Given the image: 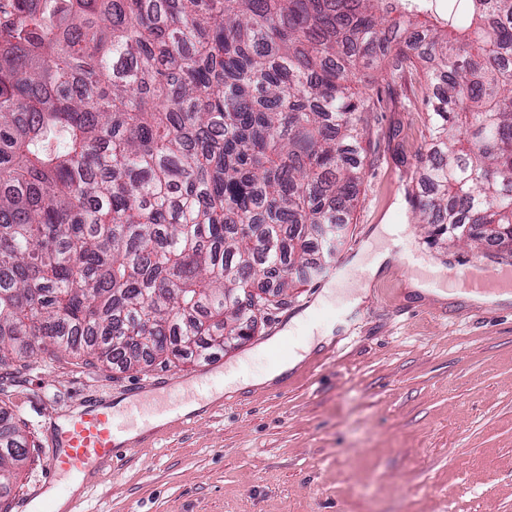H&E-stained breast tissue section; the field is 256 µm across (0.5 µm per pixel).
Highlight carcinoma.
Here are the masks:
<instances>
[{
  "instance_id": "1",
  "label": "carcinoma",
  "mask_w": 512,
  "mask_h": 512,
  "mask_svg": "<svg viewBox=\"0 0 512 512\" xmlns=\"http://www.w3.org/2000/svg\"><path fill=\"white\" fill-rule=\"evenodd\" d=\"M420 2L0 0V365L167 369L255 335L351 223L363 59L426 63L423 223L509 248L512 0ZM28 459L0 409V512Z\"/></svg>"
}]
</instances>
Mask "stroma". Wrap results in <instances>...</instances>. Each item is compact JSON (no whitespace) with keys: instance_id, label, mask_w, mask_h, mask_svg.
<instances>
[{"instance_id":"stroma-1","label":"stroma","mask_w":512,"mask_h":512,"mask_svg":"<svg viewBox=\"0 0 512 512\" xmlns=\"http://www.w3.org/2000/svg\"><path fill=\"white\" fill-rule=\"evenodd\" d=\"M353 89L374 110L357 209L329 262L348 264L349 284L359 285L350 263L372 229L408 224L413 252L444 274L511 267L491 246L435 245L409 201L428 139L422 74L392 79L363 67ZM411 273L394 261L348 315L338 300L323 301L321 277L298 284L273 321L224 352L223 368L272 365L294 342L271 352L266 344L311 307L318 322L337 321L332 340L275 382L221 395L191 422L134 441L126 466L93 477L86 512H512V302L424 297L411 293ZM222 370L203 361L102 371L64 354L0 368V406L21 418L32 458L10 512H32L58 418L91 400L113 403L177 376L219 379Z\"/></svg>"}]
</instances>
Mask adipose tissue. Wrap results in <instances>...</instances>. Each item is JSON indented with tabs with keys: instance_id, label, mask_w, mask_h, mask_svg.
Returning a JSON list of instances; mask_svg holds the SVG:
<instances>
[{
	"instance_id": "adipose-tissue-1",
	"label": "adipose tissue",
	"mask_w": 512,
	"mask_h": 512,
	"mask_svg": "<svg viewBox=\"0 0 512 512\" xmlns=\"http://www.w3.org/2000/svg\"><path fill=\"white\" fill-rule=\"evenodd\" d=\"M399 227L395 224L378 225L360 252L353 258L352 265L363 275L364 285L353 291L338 292L337 288H327V297L343 295L349 308L358 307L368 295L367 284L380 274L395 257L390 247L398 238ZM334 331L333 325L319 326L315 323L314 310H307L294 319L284 331V336H296L297 342L287 358L258 374H247L228 369L224 375V388L234 391L246 386L267 384L294 369L305 357L321 344L329 343Z\"/></svg>"
}]
</instances>
